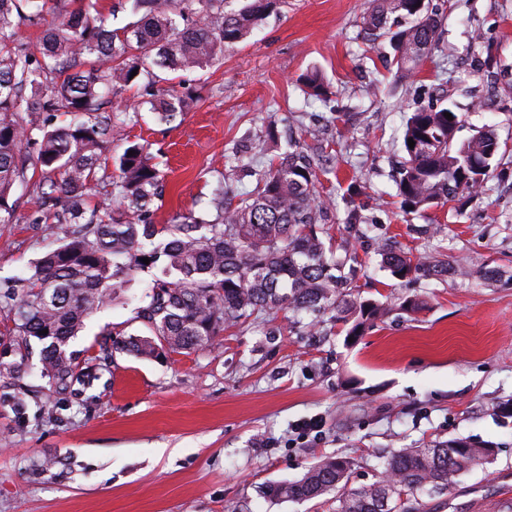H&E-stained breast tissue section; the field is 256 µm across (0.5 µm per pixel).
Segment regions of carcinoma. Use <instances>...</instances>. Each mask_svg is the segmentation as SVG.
Returning <instances> with one entry per match:
<instances>
[{"label":"carcinoma","mask_w":512,"mask_h":512,"mask_svg":"<svg viewBox=\"0 0 512 512\" xmlns=\"http://www.w3.org/2000/svg\"><path fill=\"white\" fill-rule=\"evenodd\" d=\"M61 2L0 0V224L15 223L7 198L38 167L42 178L28 223L56 242L6 285L0 310L12 316L14 335L44 343L43 376L71 382L77 365L70 341L93 314L123 296L132 266L151 268L160 260L161 274L140 308L150 334L114 339L113 350L144 359L202 350L224 327L256 311L329 309L349 336L378 318L381 305L354 294L356 258L336 257L321 237L330 204L316 195V173L299 141L262 170L251 160L242 164L256 176L254 187L240 190L233 202L224 200L219 185L212 220L153 223L161 177L136 143L125 148L111 190L90 204L103 148L112 142L106 96L142 76L156 82L148 63L171 72L215 63L224 47L250 39L278 0H127L137 20L116 29L99 0H80L72 10L61 9ZM25 22L44 28L40 62L17 43ZM440 28L420 0H371L363 40L372 45L387 39L397 76L406 79L438 43ZM303 83L307 96L323 95L318 71L307 73ZM181 109V99L171 94L160 101L157 116L171 121ZM61 111L70 116L68 124L52 126ZM463 124L447 104L406 118L405 161L396 179L406 211L423 214L452 201L481 200L501 144L490 127L457 139ZM158 235L164 239L156 244ZM381 264L398 279L448 272L428 255L413 257L393 247L382 251ZM495 453L492 444L460 437L401 448L385 459L375 483L356 490L347 488L352 462L330 457L298 480L270 486L268 495L295 501L330 495L335 512H410L408 501L447 488Z\"/></svg>","instance_id":"obj_1"}]
</instances>
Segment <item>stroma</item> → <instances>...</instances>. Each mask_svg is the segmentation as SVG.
Listing matches in <instances>:
<instances>
[{
    "label": "stroma",
    "mask_w": 512,
    "mask_h": 512,
    "mask_svg": "<svg viewBox=\"0 0 512 512\" xmlns=\"http://www.w3.org/2000/svg\"><path fill=\"white\" fill-rule=\"evenodd\" d=\"M368 6L279 0L220 64L175 73L186 106L173 122L152 113L162 84L117 92L112 109L130 103L140 115L116 125L102 160L117 174L127 144L143 145L163 176L154 221L168 224L204 214L218 178L234 184L269 123L284 143L314 130L316 192L335 201L328 235L355 251L360 296L386 314L353 340L329 311L255 314L211 347L144 360L98 345L105 332H148L138 303L116 301L72 341L81 377L62 391L40 375L41 343L22 344L0 311V362L25 346L32 366L0 377V512H333L321 498L272 500L267 488L328 456L350 458L349 487L366 486L383 455L454 437L498 450L420 512H512V96L500 94L512 85V0H430L443 33L406 84L386 40L369 51L360 39ZM489 49L500 60L492 72ZM312 69L326 98L302 91ZM440 98L465 116L459 138L490 125L501 150L480 204L452 202L423 219L401 207L394 168L407 115ZM37 185L9 196L16 221L0 224V281L51 247L27 221ZM386 243L500 275L396 279L380 266ZM415 297L423 309L404 311ZM313 417L321 438L300 441L297 424Z\"/></svg>",
    "instance_id": "1"
}]
</instances>
